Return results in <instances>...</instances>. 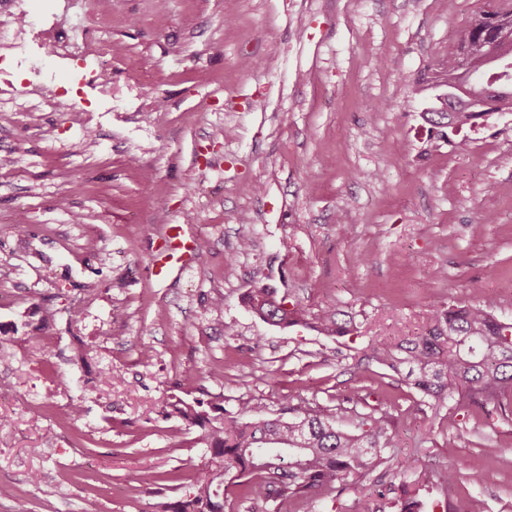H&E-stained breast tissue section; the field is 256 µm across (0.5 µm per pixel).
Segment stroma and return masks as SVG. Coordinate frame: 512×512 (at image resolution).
<instances>
[{
  "instance_id": "obj_1",
  "label": "stroma",
  "mask_w": 512,
  "mask_h": 512,
  "mask_svg": "<svg viewBox=\"0 0 512 512\" xmlns=\"http://www.w3.org/2000/svg\"><path fill=\"white\" fill-rule=\"evenodd\" d=\"M485 3L112 0L111 101L89 89L82 111L38 112L34 71L64 88L75 72L36 54L13 75L17 93L0 95V512L90 499L156 512L192 492L209 456L200 429L167 413L171 396L246 401L256 419L318 405L347 432L362 414L388 422L387 461L361 492L345 480L282 504L233 486L225 512H399L407 490L421 512L471 498L512 512V417L437 404L361 358L487 294L512 322V112L463 129L421 118L442 49ZM168 224L203 257L158 282ZM261 286L305 323L255 316L246 296ZM328 314L347 335L322 332Z\"/></svg>"
}]
</instances>
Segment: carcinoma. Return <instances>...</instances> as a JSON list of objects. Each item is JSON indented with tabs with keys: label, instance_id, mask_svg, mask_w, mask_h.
<instances>
[{
	"label": "carcinoma",
	"instance_id": "carcinoma-1",
	"mask_svg": "<svg viewBox=\"0 0 512 512\" xmlns=\"http://www.w3.org/2000/svg\"><path fill=\"white\" fill-rule=\"evenodd\" d=\"M512 15L496 0L476 15L461 35L448 42V70L443 85L448 92L422 113L436 127L463 126L481 117L512 112V76L499 80L500 93L486 95L487 83L512 64V39L492 42L482 37L484 16ZM253 311L274 325L303 322L304 311L288 307L268 288L249 295ZM493 296L478 305L436 309L431 325L398 341L376 339L363 357L403 375L413 388L437 403L458 395L477 405L492 404L505 415L512 410V352L504 341L512 336V323L495 315ZM179 417L202 431L210 455L194 489L185 498L167 503L163 512H224V475L235 472V485L255 499L277 500L288 495H308L331 490L337 482L352 479V489L384 462L381 450L390 447L392 435L382 421L361 418L358 432L336 428V416L320 406L291 407L293 417L247 421L252 407L239 405L233 416L203 399L179 402Z\"/></svg>",
	"mask_w": 512,
	"mask_h": 512
}]
</instances>
